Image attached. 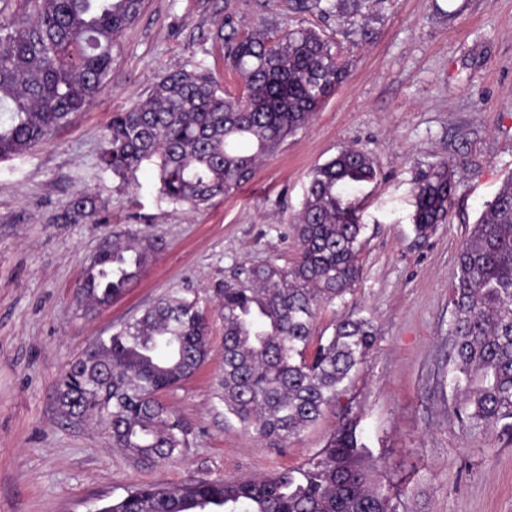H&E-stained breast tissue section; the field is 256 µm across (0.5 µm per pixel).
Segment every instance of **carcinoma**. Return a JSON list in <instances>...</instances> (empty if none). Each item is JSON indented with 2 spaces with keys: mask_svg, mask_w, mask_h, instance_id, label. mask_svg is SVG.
<instances>
[{
  "mask_svg": "<svg viewBox=\"0 0 512 512\" xmlns=\"http://www.w3.org/2000/svg\"><path fill=\"white\" fill-rule=\"evenodd\" d=\"M363 0H299L297 9L357 16ZM33 18H0V160L24 154L66 125L103 90L112 48L136 23L144 0H32ZM227 65L244 86L219 90L205 70L156 78L147 99L112 113L100 166L122 180L157 160L160 188L199 209L256 173L260 159L305 128L349 78L348 64L325 34L293 29L273 41L239 36L231 16L218 29ZM367 152L353 147L315 167L291 267L243 260L215 289L224 320V416L247 433L286 443L336 404L378 340L372 314L340 316L329 336L314 322L324 305L354 294L364 225L362 188L378 180ZM454 165L421 178L412 221L425 236L447 220ZM97 201L76 195L64 223L91 218ZM154 239L112 242L87 268L78 295L106 306L139 279L162 250ZM449 384L465 429L512 435V177L501 184L462 241L452 273ZM209 323L192 303L169 296L100 340L99 356L61 375V411L78 417L109 393L112 442L136 458L169 462L192 430L158 394L192 376L208 354ZM357 421L337 432L306 466L247 481L202 479L177 488L135 485L104 512H399L387 475L365 464Z\"/></svg>",
  "mask_w": 512,
  "mask_h": 512,
  "instance_id": "obj_1",
  "label": "carcinoma"
}]
</instances>
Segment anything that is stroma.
Segmentation results:
<instances>
[{
	"label": "stroma",
	"mask_w": 512,
	"mask_h": 512,
	"mask_svg": "<svg viewBox=\"0 0 512 512\" xmlns=\"http://www.w3.org/2000/svg\"><path fill=\"white\" fill-rule=\"evenodd\" d=\"M228 14L242 35L323 31L350 63L348 82L208 208L164 196L153 165L126 181L103 170L113 113L143 100L158 74L200 68L242 92L217 36ZM368 14L365 37L358 20L326 21L294 0H145L113 47L106 88L47 142L0 160V512H98L138 484L266 476L305 464L347 416L399 490L400 512H512V436L464 430L448 387L450 276L467 230L512 175V0H368ZM344 146L369 152L381 175L360 195L362 278L346 304L319 309L315 329L331 334L362 307L378 341L336 406L280 445L224 417L213 290L243 260L294 263L308 173ZM445 160L457 166L447 221L418 235L417 183ZM78 193L99 197L98 212L58 223ZM131 234L164 248L121 299L86 313L77 287L90 258ZM166 295L206 312L210 353L159 396L192 433L174 460L155 464L114 447L100 410L65 416L56 384L96 338Z\"/></svg>",
	"instance_id": "1"
}]
</instances>
